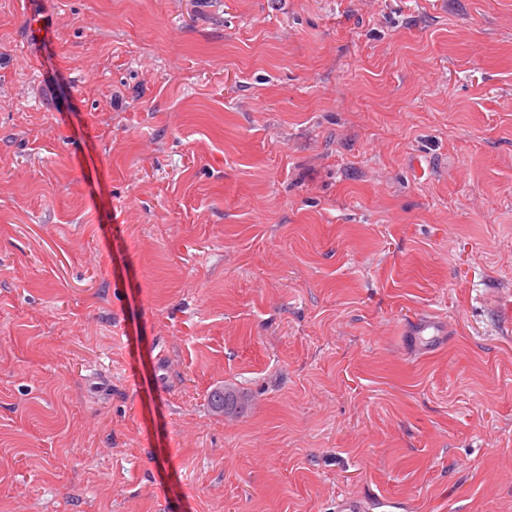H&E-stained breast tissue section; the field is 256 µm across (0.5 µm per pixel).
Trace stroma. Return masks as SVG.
<instances>
[{
  "label": "stroma",
  "mask_w": 512,
  "mask_h": 512,
  "mask_svg": "<svg viewBox=\"0 0 512 512\" xmlns=\"http://www.w3.org/2000/svg\"><path fill=\"white\" fill-rule=\"evenodd\" d=\"M343 497L512 512V0H0V512ZM211 406L216 413H238L245 407V398L233 387H220L211 395Z\"/></svg>",
  "instance_id": "obj_1"
}]
</instances>
